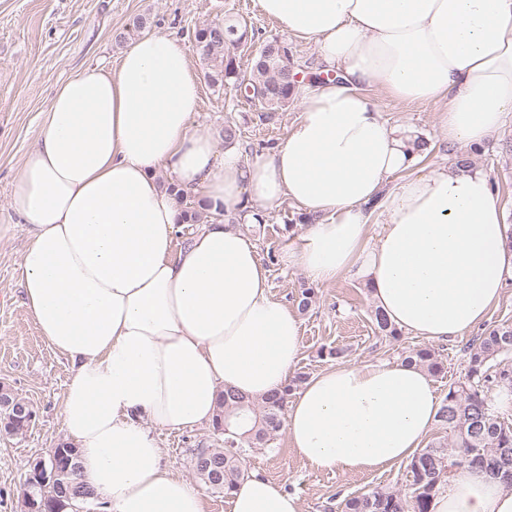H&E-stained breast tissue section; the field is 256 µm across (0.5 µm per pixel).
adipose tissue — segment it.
I'll list each match as a JSON object with an SVG mask.
<instances>
[{
	"label": "adipose tissue",
	"instance_id": "obj_1",
	"mask_svg": "<svg viewBox=\"0 0 512 512\" xmlns=\"http://www.w3.org/2000/svg\"><path fill=\"white\" fill-rule=\"evenodd\" d=\"M283 34L316 46L327 80L296 87L301 118L254 160L217 150L194 125L199 89L184 39L144 34L111 69L60 83L9 190L28 227L20 286L44 340L71 369L62 426L109 512H205L166 468L150 425L212 420L222 391L259 399L284 387L300 320L272 292L255 245L225 223H254L291 200L316 223L282 262L328 284L366 282L397 328L445 340L479 326L512 251L488 175L438 168L394 181L415 156L371 94L443 103L449 144L475 146L512 119V0H256ZM200 191L211 218L172 242L181 206L158 170ZM378 238H371L372 227ZM438 411L426 368L397 360L332 365L290 402L289 444L319 470H386L422 447ZM230 512H303L260 475ZM430 512H512V484L455 468Z\"/></svg>",
	"mask_w": 512,
	"mask_h": 512
}]
</instances>
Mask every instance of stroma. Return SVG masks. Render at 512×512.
Returning a JSON list of instances; mask_svg holds the SVG:
<instances>
[{"label": "stroma", "instance_id": "1", "mask_svg": "<svg viewBox=\"0 0 512 512\" xmlns=\"http://www.w3.org/2000/svg\"><path fill=\"white\" fill-rule=\"evenodd\" d=\"M145 28H136L138 17ZM246 24L254 38L236 53L240 72L250 70L252 53L267 39L278 36V24L262 15L246 0H0V212H6L8 192L17 178L25 153L33 145L44 112L56 87L87 65H115L127 41L140 32L173 33L191 39L196 27L221 20ZM190 61L199 78V111L195 124L208 130L216 143H224V126H237L243 160L268 150L287 136L300 119L298 98L264 120L254 102L239 90L207 83L208 64L197 51ZM378 105L388 122L402 131L423 137L427 151L413 167L416 175L436 168H455L465 159L482 168L497 189L505 208V225L512 231V124L505 126L478 147L452 146L438 124L437 104H406L378 94ZM312 219L291 201H282L262 223L242 225L258 256L270 272L275 297L295 308V295L307 277L297 267L281 261L284 247L299 237ZM27 244V227L14 225L0 239V383L28 402L36 413L27 432H0V512H24V483L32 460L48 455L66 438L61 407L70 362L42 338L19 286L20 259ZM317 300L301 314L299 372L314 375L332 365L321 349L342 348L347 364L400 359L403 352L424 346V339L401 333L398 340L379 339L370 319L375 303L369 286L341 277L331 284L316 285ZM473 332L434 343L445 370L434 376L438 396L450 384L464 380L466 347ZM162 458L173 472L205 497V512H229L227 497L205 488L191 463V451L216 440L212 425L183 431L154 427ZM249 469L282 483L297 494L303 512H338L351 496L378 488L407 491L405 466L385 472L357 473L318 471L302 461L278 433L271 447L254 451Z\"/></svg>", "mask_w": 512, "mask_h": 512}]
</instances>
